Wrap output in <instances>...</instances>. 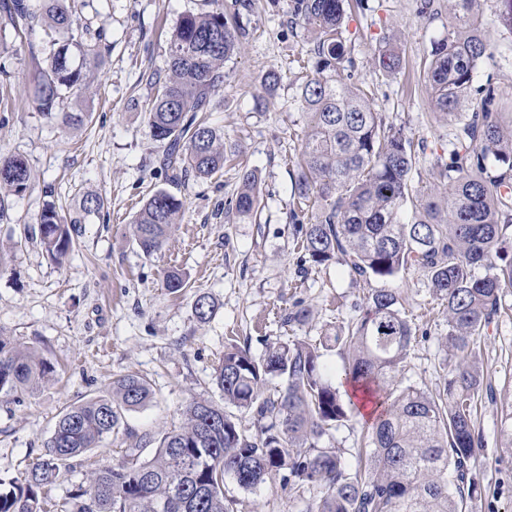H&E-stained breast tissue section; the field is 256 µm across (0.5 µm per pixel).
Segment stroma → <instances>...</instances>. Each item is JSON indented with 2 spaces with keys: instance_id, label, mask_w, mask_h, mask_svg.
I'll list each match as a JSON object with an SVG mask.
<instances>
[{
  "instance_id": "stroma-1",
  "label": "stroma",
  "mask_w": 512,
  "mask_h": 512,
  "mask_svg": "<svg viewBox=\"0 0 512 512\" xmlns=\"http://www.w3.org/2000/svg\"><path fill=\"white\" fill-rule=\"evenodd\" d=\"M232 0H74L79 27L100 33L110 44L100 64L88 65L85 94H66L60 111L78 113L66 124L42 114L32 76L47 64L67 35L38 23L25 38L0 22V69L10 78L0 92V158H23L31 187L13 198L0 220V332L34 348L57 367V376L22 402L0 396V478H16L40 461L54 423L67 406L100 394L118 376L147 378L155 392L145 408L127 412L117 432L90 450L72 479L89 468L113 463L124 449L155 447L161 434L178 427L192 400L220 401L212 374L229 344L262 357L271 343L298 333L319 340L324 329L362 312L368 288H396L418 339L402 373L403 382L424 390L443 384L455 362L444 345V309L425 274L414 267L393 280L356 283L346 267L304 266L300 235L288 215L292 206L293 159L300 148L304 117L295 104V61L312 48L313 36L290 27V0H252L241 23L250 32L241 51L226 62V78L213 95L209 123L240 147V165L225 166L208 179L172 183L161 169L165 145L156 140L139 100L149 88L144 72L166 73V39L182 16L215 10ZM425 19L417 0H367L352 15L345 37L356 60L355 77L373 85L375 104L389 122L414 142V179L432 182L429 160L447 140L448 129L429 108L420 76L424 59L448 32V0H434ZM399 38L401 69L392 75L372 64L384 36ZM280 70L281 85L263 110L262 77ZM262 177L256 222L229 218L242 167ZM165 189L184 203L179 224L162 250L144 255L131 240V223L141 202ZM102 195L104 213L85 218L72 252L55 262L43 250L37 217L46 204L67 211L86 194ZM180 271L182 294L165 288L170 271ZM209 295L215 311L198 322L197 295ZM299 309L312 320L300 328L287 317ZM477 358L494 388L475 417L482 441L473 461L476 492L466 512H512V445L503 437L512 412V314L494 319L480 336ZM362 415L339 422L324 438L339 448L349 469L368 432ZM224 495L239 512H306L282 476L246 491L232 477Z\"/></svg>"
}]
</instances>
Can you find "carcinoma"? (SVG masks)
Returning <instances> with one entry per match:
<instances>
[{
    "label": "carcinoma",
    "instance_id": "obj_1",
    "mask_svg": "<svg viewBox=\"0 0 512 512\" xmlns=\"http://www.w3.org/2000/svg\"><path fill=\"white\" fill-rule=\"evenodd\" d=\"M363 3L291 0L290 24L315 34V62L297 87L306 134L289 219L301 231L306 263L343 265L366 284L394 279L411 266L422 270L445 304V346L455 359L450 376L433 392L402 384L415 329L397 290L369 288L360 318L326 330L317 343L296 336L271 344L260 359L246 348L224 351L214 382L225 404L251 414L256 433L224 407L195 399L151 458L141 457L140 447L124 449L122 460L71 485L60 512H236L224 499L225 476L252 491L281 472L297 498L322 488L307 512H465L475 492L470 464L480 447L474 411L488 394L477 341L512 290V100L477 86L481 67L495 59L481 37L480 0H449L448 35L434 43L426 71L429 105L448 127V155L432 158V189L413 184L412 141L376 110L373 91L353 80L355 60L343 26L351 6ZM44 14L52 28L73 30L71 0H45ZM39 19L29 0H0V20L18 33ZM246 38L222 9L186 15L167 43V73L147 76L154 94L143 108L154 137L166 142L161 165L172 178L190 172L207 179L240 153L198 114L211 110L224 64ZM396 42L386 37L373 53L375 67L387 75L402 65ZM74 48L83 60H94L102 34L92 43L63 42L38 69L36 102L50 118L60 115L62 92L85 89L82 67L70 63ZM60 116L67 124L81 121ZM259 183L257 171H242L231 207L235 218L249 222L257 215ZM30 186L25 160L0 159V220L8 197ZM105 204L91 194L73 214L46 205L37 218L45 251L57 261L68 256L85 216ZM182 209V200L168 191L147 197L132 225L144 254L162 249ZM194 312L198 321L209 320L211 298L197 296ZM329 346L344 359L336 376L376 403L366 475L348 470L339 449L320 446L352 412L326 375L320 348ZM54 372L46 358L0 332V395L19 401ZM152 398L148 380L127 374L102 394L66 407L44 457L20 478H0V512H45L43 494L67 482L77 461L114 433L125 413Z\"/></svg>",
    "mask_w": 512,
    "mask_h": 512
}]
</instances>
